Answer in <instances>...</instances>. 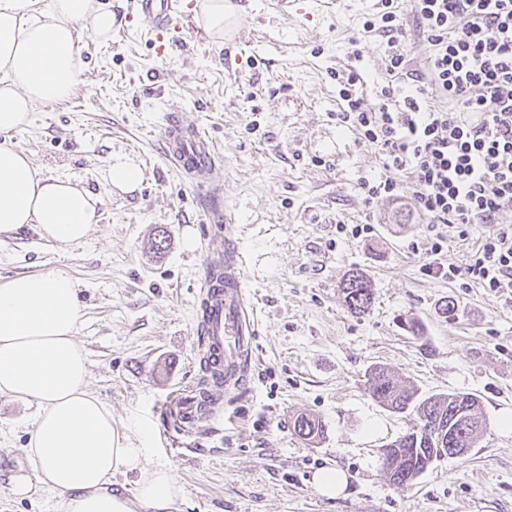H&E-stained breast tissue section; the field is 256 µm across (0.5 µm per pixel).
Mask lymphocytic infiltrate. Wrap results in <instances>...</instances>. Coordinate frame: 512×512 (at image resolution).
Here are the masks:
<instances>
[{
  "instance_id": "lymphocytic-infiltrate-1",
  "label": "lymphocytic infiltrate",
  "mask_w": 512,
  "mask_h": 512,
  "mask_svg": "<svg viewBox=\"0 0 512 512\" xmlns=\"http://www.w3.org/2000/svg\"><path fill=\"white\" fill-rule=\"evenodd\" d=\"M380 2L379 21L364 28L386 36L395 83L367 108L357 71L336 78L346 104L337 120L387 158V176L360 178L365 200L411 192L429 232L425 274L512 293V225L499 221L512 211V0H411L405 16L395 0ZM408 36L430 46L420 66L401 46ZM433 97L444 107H430ZM403 171L408 180H399ZM444 224L463 237L489 225L466 267L439 262Z\"/></svg>"
}]
</instances>
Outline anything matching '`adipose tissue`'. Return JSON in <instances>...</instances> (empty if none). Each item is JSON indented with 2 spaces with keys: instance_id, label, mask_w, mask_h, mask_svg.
Instances as JSON below:
<instances>
[{
  "instance_id": "adipose-tissue-1",
  "label": "adipose tissue",
  "mask_w": 512,
  "mask_h": 512,
  "mask_svg": "<svg viewBox=\"0 0 512 512\" xmlns=\"http://www.w3.org/2000/svg\"><path fill=\"white\" fill-rule=\"evenodd\" d=\"M119 24L99 0H0V131L67 100L81 81L83 31L107 39ZM98 203L0 146V232L34 224L47 241L76 244L91 233ZM81 310L79 284L62 271L0 285V395L37 408L26 449L33 471L14 474L12 491L50 492L60 512H171L179 494L172 471L151 465L145 442L121 432L88 390L90 361L75 338ZM131 472L139 481L130 499L112 480Z\"/></svg>"
}]
</instances>
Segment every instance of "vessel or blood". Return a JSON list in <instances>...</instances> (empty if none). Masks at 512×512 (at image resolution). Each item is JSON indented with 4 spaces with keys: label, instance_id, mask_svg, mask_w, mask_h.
Segmentation results:
<instances>
[{
    "label": "vessel or blood",
    "instance_id": "b4317fda",
    "mask_svg": "<svg viewBox=\"0 0 512 512\" xmlns=\"http://www.w3.org/2000/svg\"><path fill=\"white\" fill-rule=\"evenodd\" d=\"M134 10L148 18L157 54L172 45L171 32L181 15L180 0H134ZM168 160L207 204L213 223L223 221V159L208 133L169 114L162 129ZM202 356L200 368L208 377L206 394L185 389L169 407L182 430L207 428L223 406L224 393L239 388L249 373L257 329L250 316L246 277L234 230H227L224 255L204 260L197 318Z\"/></svg>",
    "mask_w": 512,
    "mask_h": 512
}]
</instances>
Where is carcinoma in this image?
<instances>
[{
    "mask_svg": "<svg viewBox=\"0 0 512 512\" xmlns=\"http://www.w3.org/2000/svg\"><path fill=\"white\" fill-rule=\"evenodd\" d=\"M344 302L350 313L363 315L372 305L373 289L369 277L355 269L342 282ZM369 391L381 406L394 412L413 410L419 420L416 428L383 448L386 478L397 486L412 483L440 457L455 456L457 448L476 447L485 419L479 413L480 403L470 394H436L417 396V391L401 386L383 366L366 372ZM444 430L442 439H431L432 430ZM297 434L315 441L324 434V425L307 415L295 420Z\"/></svg>",
    "mask_w": 512,
    "mask_h": 512,
    "instance_id": "1",
    "label": "carcinoma"
}]
</instances>
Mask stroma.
<instances>
[{
	"instance_id": "stroma-1",
	"label": "stroma",
	"mask_w": 512,
	"mask_h": 512,
	"mask_svg": "<svg viewBox=\"0 0 512 512\" xmlns=\"http://www.w3.org/2000/svg\"><path fill=\"white\" fill-rule=\"evenodd\" d=\"M111 40L80 43L83 81L66 101L0 132L40 173L72 177L99 194L82 243L58 246L35 225L0 233V285L31 273H69L81 285L76 336L90 360L88 387L130 437L147 432L150 461L170 468L172 512H512V299L427 276V226L411 194L366 202L359 177L386 175L377 148L341 126L331 74L356 67L365 104L387 84L385 36L366 31L376 0H343L334 14L286 15L274 0H235L239 35L207 36L157 56L132 0H111ZM204 128L224 157V199L240 229L247 289L258 321L247 387L224 394L214 433L187 437L160 406L197 378L196 312L203 260L224 250L196 191L166 159V112ZM121 155L142 171L129 193L105 167ZM370 223L372 233L351 236ZM345 232H338L339 224ZM488 225L460 238L442 225V262L463 267ZM195 245L186 248L185 237ZM372 283L369 312L351 314L349 271ZM455 310L443 314L446 300ZM417 318L421 335L403 323ZM382 365L419 395L469 393L487 427L475 448L436 462L412 484L386 479L381 450L416 422L365 388ZM35 405L0 396V512H56L50 493L16 497L10 476L29 469ZM319 418V443L294 430ZM336 466L349 475L329 499L311 482Z\"/></svg>"
}]
</instances>
